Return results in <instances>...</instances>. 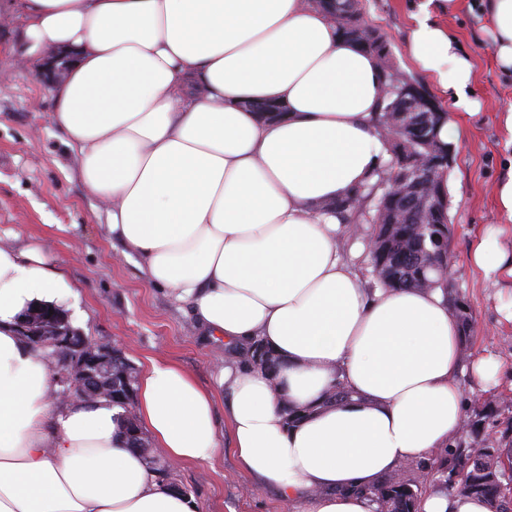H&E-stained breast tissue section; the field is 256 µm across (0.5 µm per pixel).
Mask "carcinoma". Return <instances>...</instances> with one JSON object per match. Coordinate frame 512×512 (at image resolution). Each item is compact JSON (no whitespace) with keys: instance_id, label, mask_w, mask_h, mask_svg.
Returning <instances> with one entry per match:
<instances>
[{"instance_id":"obj_1","label":"carcinoma","mask_w":512,"mask_h":512,"mask_svg":"<svg viewBox=\"0 0 512 512\" xmlns=\"http://www.w3.org/2000/svg\"><path fill=\"white\" fill-rule=\"evenodd\" d=\"M314 3L327 11L336 21L338 32L374 55L379 62L383 79V94L375 113V124L382 136L387 160L373 171L369 181L358 188L353 196L328 205L336 211L349 233L355 235L361 225L372 226L370 238L374 244L370 261L377 280L388 288H441L451 311L463 322H468L467 305L453 291L452 281L444 276L441 267L451 263L449 245L451 225L431 224L425 211L421 192L438 195L442 172L430 166L432 155L445 151L437 142L423 143L402 131L406 113L397 105L398 89L409 83L420 82L401 72L392 61L387 41L371 29L363 16L359 0H336V10H330L323 0ZM414 156L428 168V174L416 191L408 182L400 180L403 159ZM244 362L249 365L273 369L276 358L270 350L257 343ZM484 417L493 419L495 434L486 436L479 448L466 454L454 452L436 466L423 462L409 463L386 476L371 489L386 512H417V503L432 480L446 485L452 476L462 475L465 492L484 498L491 512H512V489L504 479V461L512 463V418L495 419L492 412ZM136 448L147 468L159 478H169L167 463L161 461L150 448L145 435H140Z\"/></svg>"}]
</instances>
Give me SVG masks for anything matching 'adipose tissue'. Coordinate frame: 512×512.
<instances>
[{
  "label": "adipose tissue",
  "mask_w": 512,
  "mask_h": 512,
  "mask_svg": "<svg viewBox=\"0 0 512 512\" xmlns=\"http://www.w3.org/2000/svg\"><path fill=\"white\" fill-rule=\"evenodd\" d=\"M498 67L512 73V0H482ZM417 0L407 53L456 112H472L473 66ZM29 56L73 53L50 120L77 157L106 232L149 284L188 303L229 356L213 389L150 361L137 413L168 461L207 462L216 408L241 469L287 512H378L364 491L449 448L464 418L461 331L441 291L366 288L339 247L329 203L385 158L372 123L376 58L340 36L313 0H0ZM269 102L284 114L257 112ZM500 230L472 264L512 279ZM46 245L0 243V512H195L150 472L106 399L61 395L42 350L15 332L34 305L67 307L72 286ZM276 373L243 363L252 343ZM352 392L330 403L336 382ZM304 417L291 424L284 405ZM417 512H489L428 489Z\"/></svg>",
  "instance_id": "ef3b65f1"
}]
</instances>
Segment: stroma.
<instances>
[{"label":"stroma","mask_w":512,"mask_h":512,"mask_svg":"<svg viewBox=\"0 0 512 512\" xmlns=\"http://www.w3.org/2000/svg\"><path fill=\"white\" fill-rule=\"evenodd\" d=\"M412 0H361L368 24L388 42L396 66L414 79L422 74L405 48ZM473 63L476 113H456L463 136L448 172L455 286L469 306L463 329L469 356L489 353L505 367L494 384L460 378L470 407L479 411L512 406V280L485 279L472 267L475 243L499 224L494 187L512 146L500 123L512 108V78L493 56L492 37L476 0H457L453 12L437 14ZM15 28L0 29V237L18 245L49 241V264L75 287L80 315L76 329L119 348L136 371L150 359L178 364L202 386L216 383L224 366V344L201 340L188 304L169 290L147 283L121 244L107 236V214L79 181L75 163L51 124L48 88L39 67L19 68ZM220 448L212 462L172 468L171 482L186 490L196 512H285L277 493L245 474L237 460L225 417L217 419Z\"/></svg>","instance_id":"35a3bbf8"}]
</instances>
